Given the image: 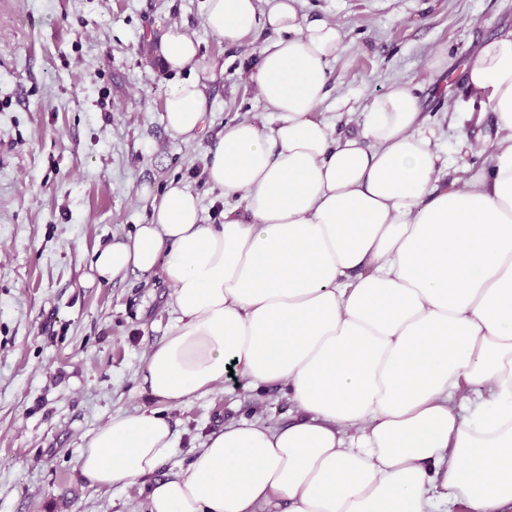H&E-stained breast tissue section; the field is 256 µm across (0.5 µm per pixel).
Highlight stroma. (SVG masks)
<instances>
[{"instance_id":"35a3bbf8","label":"stroma","mask_w":512,"mask_h":512,"mask_svg":"<svg viewBox=\"0 0 512 512\" xmlns=\"http://www.w3.org/2000/svg\"><path fill=\"white\" fill-rule=\"evenodd\" d=\"M206 0H0V512H148V487L103 488L78 458L112 416L157 408L177 434L159 470L187 466L213 432L238 420L286 422L276 387L228 380L170 406L140 387L149 351L173 326L160 274L94 278V250L149 223L170 182L200 198L204 223L224 211L204 174L226 126L262 120L252 74L261 38L224 42L205 25ZM303 23L344 34L320 109L336 133L356 130L369 100L395 82L419 95L427 126L454 142L449 110L481 103L461 71L480 46L512 28V0H298ZM177 27L201 60L224 72L207 83L204 128L188 144L164 123L171 71L155 43ZM453 61L442 80L436 50Z\"/></svg>"}]
</instances>
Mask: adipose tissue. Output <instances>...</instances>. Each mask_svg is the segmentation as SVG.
Here are the masks:
<instances>
[{"label":"adipose tissue","mask_w":512,"mask_h":512,"mask_svg":"<svg viewBox=\"0 0 512 512\" xmlns=\"http://www.w3.org/2000/svg\"><path fill=\"white\" fill-rule=\"evenodd\" d=\"M219 39L275 32L254 79L269 121L225 127L205 173L238 203L205 224L170 184L150 223L94 252L106 280L160 271L176 322L142 388L186 403L227 378L276 384L292 422L239 421L164 479L176 435L154 410L118 414L78 466L100 487L154 477L149 512H506L512 506V29L465 65L496 119L492 160L452 164L418 96L393 83L337 136L320 115L342 35L297 0H207ZM166 68L196 70L173 29ZM198 79L165 100L183 142L204 125Z\"/></svg>","instance_id":"adipose-tissue-1"}]
</instances>
